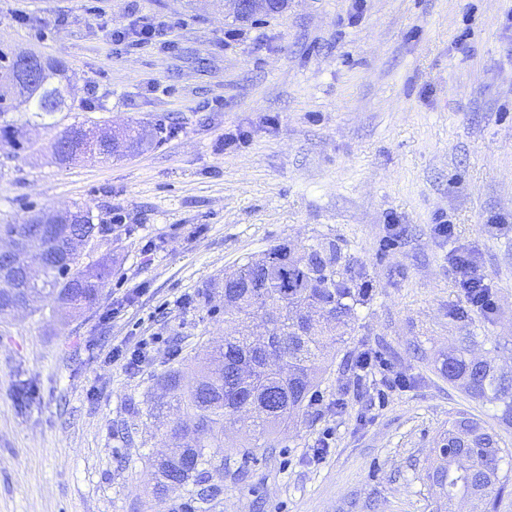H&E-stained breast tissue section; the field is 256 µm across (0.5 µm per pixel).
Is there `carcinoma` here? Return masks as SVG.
<instances>
[{
	"label": "carcinoma",
	"mask_w": 512,
	"mask_h": 512,
	"mask_svg": "<svg viewBox=\"0 0 512 512\" xmlns=\"http://www.w3.org/2000/svg\"><path fill=\"white\" fill-rule=\"evenodd\" d=\"M66 79L63 65L45 61L39 83L20 85L15 81L13 54L0 49V137L14 150H27L24 123L15 114L26 115L28 123L62 111ZM83 128L73 124L56 138L52 145L56 163L66 165L88 154L89 143L77 142L67 151L58 147V142ZM121 136L129 149L146 144L138 127L126 128ZM43 220L52 224L43 243L54 260L41 278L27 285L31 302L49 300L75 312L93 305L109 271L103 263L81 265L80 249L110 228L94 223L91 210L77 204L66 212L38 210L20 223L0 224V240L31 236ZM226 277L224 325L229 332L224 342L206 353L192 386L183 384L179 369L158 379L163 396L177 402L186 418L170 422L167 435L174 448L152 463L153 494L163 500L184 485L195 487V496L175 505L172 512H199V505L220 496L217 481L223 479L224 464L214 460L223 453L224 434L240 422L239 412L249 395L271 408L266 414L252 415L253 447H271L326 373L328 346L345 341L357 307L369 301L364 273L334 240H316L297 251L285 244L277 246ZM258 281L264 288L256 287ZM439 371L471 398L497 404L501 420L512 424V375L498 372L493 360H472L467 348L458 346L448 352ZM511 473L512 450L502 447L478 419L462 414L441 435L425 478L437 512H455L457 500L471 494L480 495V504L493 512Z\"/></svg>",
	"instance_id": "carcinoma-1"
}]
</instances>
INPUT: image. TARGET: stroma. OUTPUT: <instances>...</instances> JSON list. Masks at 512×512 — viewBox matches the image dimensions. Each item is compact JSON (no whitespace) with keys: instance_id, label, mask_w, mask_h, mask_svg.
Returning <instances> with one entry per match:
<instances>
[{"instance_id":"1","label":"stroma","mask_w":512,"mask_h":512,"mask_svg":"<svg viewBox=\"0 0 512 512\" xmlns=\"http://www.w3.org/2000/svg\"><path fill=\"white\" fill-rule=\"evenodd\" d=\"M143 15L174 23L173 48L118 52L96 25ZM0 48L67 70L73 107L37 120L39 146L78 122L166 130L67 168L0 148V222L89 204L111 230L81 260L112 268L80 314L44 301L0 319V512L190 498L153 497L157 378L191 376L224 334L225 273L284 242L336 240L372 298L274 447L225 439L212 512H434L425 470L450 420L472 414L512 447L499 408L438 371L465 336L512 371V0H288L245 23L222 0H0ZM455 246L475 251L492 312L464 301ZM142 336L156 343L141 369L112 361ZM366 351L384 367L359 379Z\"/></svg>"}]
</instances>
